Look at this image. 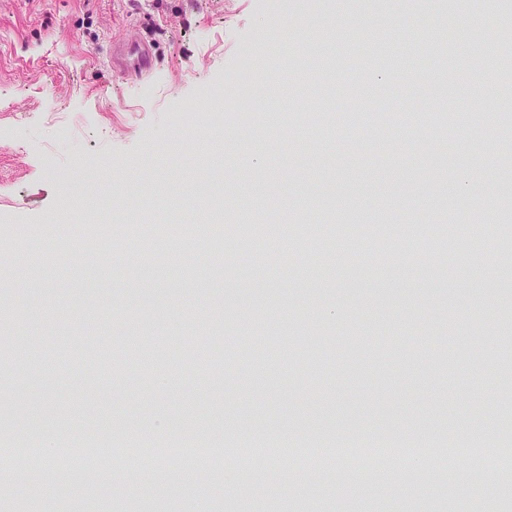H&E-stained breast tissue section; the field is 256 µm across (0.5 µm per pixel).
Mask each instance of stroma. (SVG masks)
I'll list each match as a JSON object with an SVG mask.
<instances>
[{
    "label": "stroma",
    "instance_id": "stroma-1",
    "mask_svg": "<svg viewBox=\"0 0 512 512\" xmlns=\"http://www.w3.org/2000/svg\"><path fill=\"white\" fill-rule=\"evenodd\" d=\"M408 35L393 24L399 0H0V251L19 241L59 243L93 225L111 231L112 251L134 267L127 298L113 299L109 268L62 266L38 254L39 294L26 300L27 269L0 271V312L20 323L17 306L44 330L0 356V397L23 442L35 433L67 438L120 427L152 441L156 418L209 432L253 436L292 425L309 435L394 425L435 434L494 425L512 410V386L491 366L512 337L501 310L512 285V234L502 230L497 186L512 179V96L484 77L482 54L461 41L444 54L467 70L451 94L433 80L410 79L394 59L449 30L478 28L481 44L512 55V0L497 13H472L464 0H417ZM145 43L155 63L139 79L114 73L113 43ZM366 58L359 72L346 65ZM29 113L26 122L18 113ZM65 120L49 125L42 113ZM468 113L448 140L446 117ZM447 151L446 177L425 162ZM385 161L374 164L371 153ZM484 187L480 198L461 184ZM111 193H103V186ZM150 199L142 224H191L200 200H223L234 224L236 200L263 224H352L351 250L324 269L309 264L316 241L283 254L269 245L262 266L291 260L302 285L283 299L275 284L242 287L231 260L215 261L209 242L159 243L131 250L122 230L133 197ZM427 216L432 244L414 251L400 227ZM477 224L486 234L445 272L448 246L439 218ZM233 311L237 332L224 334ZM455 318L454 348L438 344ZM223 353L205 367L193 354L207 336ZM277 357L269 350L283 338ZM152 350L179 340L178 353L141 364L130 339ZM258 346L242 368L243 342ZM92 382L71 378L96 353ZM452 357L447 373L437 363ZM124 395L112 382L130 364ZM224 377L227 388L213 385ZM269 464L248 471L184 475L177 462L131 470L123 458L93 480L28 489L39 512H512L500 479L483 473L462 487L414 466L404 482L282 472L278 491Z\"/></svg>",
    "mask_w": 512,
    "mask_h": 512
}]
</instances>
